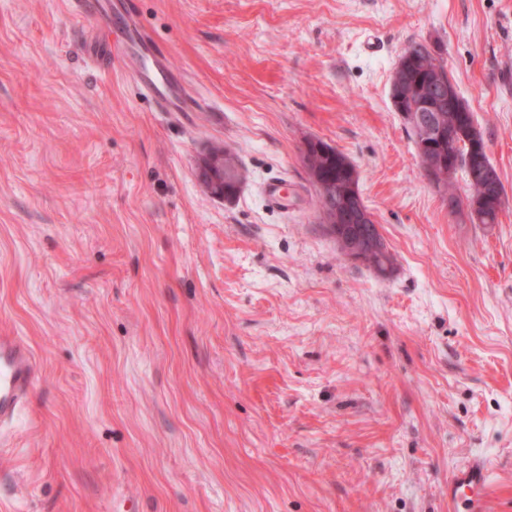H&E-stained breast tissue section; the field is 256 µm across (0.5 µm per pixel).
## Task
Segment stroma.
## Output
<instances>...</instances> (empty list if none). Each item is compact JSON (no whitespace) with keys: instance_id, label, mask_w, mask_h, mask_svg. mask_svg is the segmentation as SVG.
I'll use <instances>...</instances> for the list:
<instances>
[{"instance_id":"obj_1","label":"stroma","mask_w":512,"mask_h":512,"mask_svg":"<svg viewBox=\"0 0 512 512\" xmlns=\"http://www.w3.org/2000/svg\"><path fill=\"white\" fill-rule=\"evenodd\" d=\"M201 99L169 114L84 0H0V332L39 363L0 512H512V0H125ZM444 60L506 189L451 213L391 100ZM355 166L395 262L339 253L301 160ZM215 143L245 171L205 194ZM287 181L294 207L262 194ZM489 480V467L483 462L455 470L448 480V512L483 511Z\"/></svg>"}]
</instances>
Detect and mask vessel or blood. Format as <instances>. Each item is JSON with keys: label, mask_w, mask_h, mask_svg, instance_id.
I'll return each mask as SVG.
<instances>
[{"label": "vessel or blood", "mask_w": 512, "mask_h": 512, "mask_svg": "<svg viewBox=\"0 0 512 512\" xmlns=\"http://www.w3.org/2000/svg\"><path fill=\"white\" fill-rule=\"evenodd\" d=\"M118 0H92L89 14L102 27L119 14ZM113 59L133 63V76L141 96L161 112H192L196 106L166 66L159 47L141 31H128L113 41ZM270 205L288 210L292 195L286 181L265 184ZM37 362L27 341L12 333L0 334V423L12 421L26 403L37 376ZM487 464L474 462L455 470L448 480V512H483L489 489Z\"/></svg>", "instance_id": "vessel-or-blood-1"}]
</instances>
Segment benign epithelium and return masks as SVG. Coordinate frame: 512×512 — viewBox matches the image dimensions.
I'll return each instance as SVG.
<instances>
[{"instance_id":"obj_1","label":"benign epithelium","mask_w":512,"mask_h":512,"mask_svg":"<svg viewBox=\"0 0 512 512\" xmlns=\"http://www.w3.org/2000/svg\"><path fill=\"white\" fill-rule=\"evenodd\" d=\"M415 57L414 49L408 47L402 53L401 59L393 71L391 87L400 86L406 77V65ZM454 86L443 87L441 90L419 96L410 101V107L399 109L398 114L407 126L417 131L415 150L423 168L434 170L448 165V149L446 147V132L443 127L435 124L431 113L437 111L435 102L445 99H453ZM338 153L336 147L324 145L314 139L304 143L302 159L308 170L310 179L318 188L322 196L328 197L334 190V180L326 173V169L314 162V155L333 156ZM235 153L228 147L215 145L208 149L201 161L200 170L205 173L199 179L204 191L213 198L225 199L228 196L227 187L239 189L243 171L240 167L230 165ZM336 170L346 176L342 183L343 201L341 210L345 212V220L348 224H372V213L365 208V204L358 190L356 173L347 162L337 164ZM322 223L333 232V235L341 242L344 256L356 263L371 265L375 260V254L381 251L379 242L375 239L366 240L360 236H354L345 231L344 226L336 223V208L320 209Z\"/></svg>"}]
</instances>
